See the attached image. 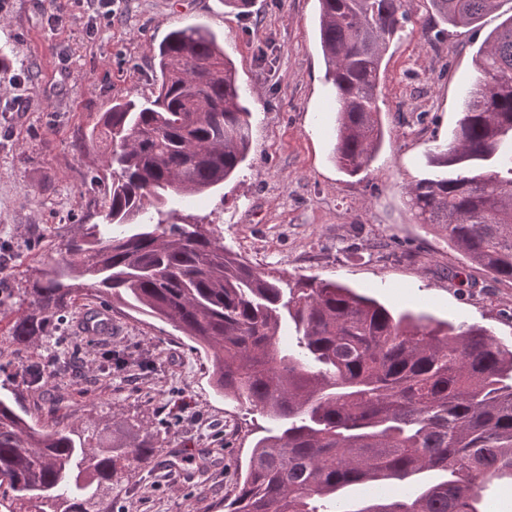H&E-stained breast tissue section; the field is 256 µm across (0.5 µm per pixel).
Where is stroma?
<instances>
[{"mask_svg": "<svg viewBox=\"0 0 512 512\" xmlns=\"http://www.w3.org/2000/svg\"><path fill=\"white\" fill-rule=\"evenodd\" d=\"M64 8L62 25L48 17ZM111 19L89 0H0V281L25 287L55 234L99 223L83 179L92 159L71 144L113 104L151 98L154 52L170 30L202 23L224 38L251 112L252 148L220 193L174 199L182 214L220 225L225 246L285 279L342 282L399 312L466 322L512 344V282L469 264L405 194L426 177L427 156L447 144L472 85L473 56L512 0L479 22L428 19L425 0L393 40L378 92L384 143L369 168L342 172L332 158L334 94L317 32L318 0H117ZM465 270L461 292L450 270ZM105 309L112 334L69 329V346H94L82 379L27 381L0 355V394L39 424L88 428L170 419L161 450L112 512H224V493L267 421L224 398L204 352L173 327L83 290L71 321Z\"/></svg>", "mask_w": 512, "mask_h": 512, "instance_id": "35a3bbf8", "label": "stroma"}]
</instances>
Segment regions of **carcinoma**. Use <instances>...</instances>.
<instances>
[{
  "mask_svg": "<svg viewBox=\"0 0 512 512\" xmlns=\"http://www.w3.org/2000/svg\"><path fill=\"white\" fill-rule=\"evenodd\" d=\"M445 25L468 26L500 0H429ZM336 104L333 158L350 176L383 142L377 106L407 0H318ZM157 95L119 102L74 151L103 150L85 176L103 195L101 224H79L18 294L9 344L26 353L67 320L89 286L172 325L211 363L224 397L268 419L224 512H486L484 492L512 482V345L487 329L397 313L335 281L283 287L224 247L217 224L170 206L212 193L251 147V112L217 34L172 29L155 54ZM475 81L409 206L469 262L512 281V15L484 40ZM293 328L295 343L280 342ZM91 444L72 427H37L0 397V500L10 512H107L131 463L159 433ZM437 478L424 482V473ZM398 486L350 509L351 486Z\"/></svg>",
  "mask_w": 512,
  "mask_h": 512,
  "instance_id": "carcinoma-1",
  "label": "carcinoma"
}]
</instances>
